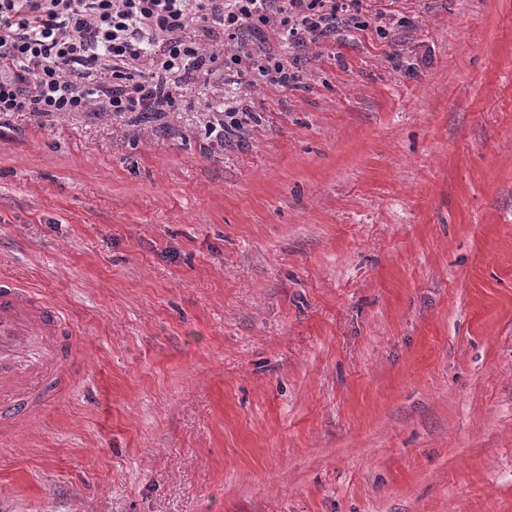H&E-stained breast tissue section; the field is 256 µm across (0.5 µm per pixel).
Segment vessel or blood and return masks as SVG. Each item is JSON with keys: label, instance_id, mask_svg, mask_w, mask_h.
<instances>
[{"label": "vessel or blood", "instance_id": "vessel-or-blood-1", "mask_svg": "<svg viewBox=\"0 0 512 512\" xmlns=\"http://www.w3.org/2000/svg\"><path fill=\"white\" fill-rule=\"evenodd\" d=\"M72 324L16 280L0 279V430L31 418L70 379Z\"/></svg>", "mask_w": 512, "mask_h": 512}]
</instances>
